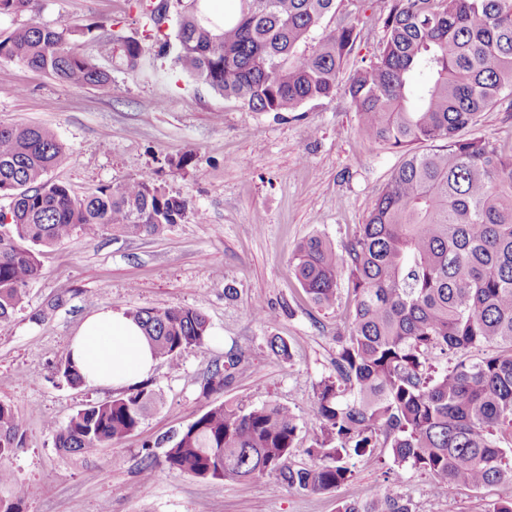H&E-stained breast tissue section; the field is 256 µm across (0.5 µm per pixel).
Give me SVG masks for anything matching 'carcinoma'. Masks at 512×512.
Returning a JSON list of instances; mask_svg holds the SVG:
<instances>
[{
  "instance_id": "cac0c4a2",
  "label": "carcinoma",
  "mask_w": 512,
  "mask_h": 512,
  "mask_svg": "<svg viewBox=\"0 0 512 512\" xmlns=\"http://www.w3.org/2000/svg\"><path fill=\"white\" fill-rule=\"evenodd\" d=\"M180 15L173 64L253 112L281 117L336 95L361 29L363 0H238L218 23L190 0ZM95 24L62 18L0 35V61L19 62L71 86L111 90L110 75L73 50ZM379 52L354 65L345 94L362 132L403 152L365 224L336 249L318 235L295 249V272L313 303L329 308L341 279L354 299L348 333L338 338L336 379L321 383L313 407L320 435L297 467V416L265 403H221L143 446L144 471L163 464L206 481L247 482L274 475L321 492L352 477L353 460L382 444L396 481L409 465L435 485H512V153L462 130L512 95V0H390ZM136 70L146 49L122 48ZM423 86L412 105L415 85ZM439 143L419 153L417 143ZM65 155L44 125L0 124V322L9 320L37 279L42 249L110 230L155 235L179 224L190 202L144 180L79 197L49 178ZM156 356L201 347L209 324L196 308H138ZM480 351L482 356L473 357ZM454 358L431 373L435 353ZM83 384L70 359L57 368ZM145 384L92 403L59 426L47 422L60 455L119 441L154 414ZM23 421L0 402V461L24 446ZM339 512H414L386 490L344 503Z\"/></svg>"
}]
</instances>
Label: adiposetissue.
Instances as JSON below:
<instances>
[{"label": "adipose tissue", "mask_w": 512, "mask_h": 512, "mask_svg": "<svg viewBox=\"0 0 512 512\" xmlns=\"http://www.w3.org/2000/svg\"><path fill=\"white\" fill-rule=\"evenodd\" d=\"M69 356L90 386L132 385L147 378L156 363L141 327L121 310L88 316L69 345Z\"/></svg>", "instance_id": "ef3b65f1"}]
</instances>
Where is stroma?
<instances>
[{
  "label": "stroma",
  "mask_w": 512,
  "mask_h": 512,
  "mask_svg": "<svg viewBox=\"0 0 512 512\" xmlns=\"http://www.w3.org/2000/svg\"><path fill=\"white\" fill-rule=\"evenodd\" d=\"M106 22L100 38L74 37L79 53L112 76V90L59 83L22 64L0 61V123L52 127L66 147L53 180L83 196L143 179L188 199L184 221L152 236L81 237L44 249L38 279L20 308L0 323V401L24 421V448L6 459L16 477L6 494L20 512H339L394 483L390 449L355 458L352 478L311 492L263 476L245 483L203 481L165 465L145 474L142 447L181 429L221 403L244 409L275 402L298 418L296 464L319 432L313 407L322 381L335 377L336 338L353 311L347 286L334 306H316L298 283L292 255L319 235L342 246L366 223L374 202L401 164V152L367 138L343 90L282 117L253 112L172 67L158 43L145 67L130 72L110 38L144 40L151 28L138 0H37L0 16V34L60 17ZM465 137L512 151V101L482 112ZM195 155L186 169L177 162ZM237 291L224 296L225 287ZM270 309L259 322L251 305ZM199 309L210 338L177 360H157L148 382L160 398L138 431L81 458L61 456L46 421L65 423L83 405L120 396L117 388L71 387L56 374L85 318L103 309ZM279 336L291 358L271 354ZM244 359L220 392L204 393L209 373L229 352ZM399 491L415 512H490L512 486L429 489L413 468Z\"/></svg>",
  "instance_id": "35a3bbf8"
}]
</instances>
